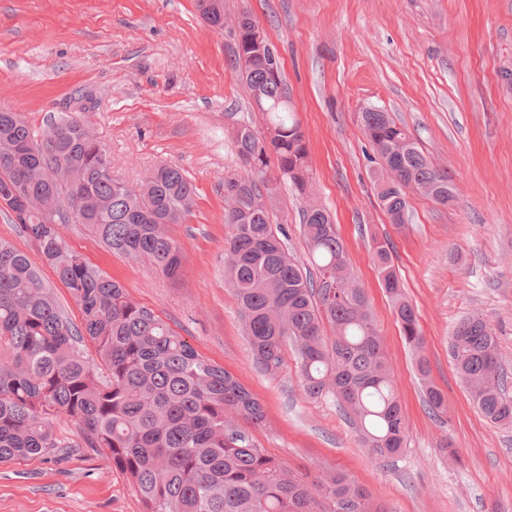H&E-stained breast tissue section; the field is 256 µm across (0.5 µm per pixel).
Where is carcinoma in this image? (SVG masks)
Listing matches in <instances>:
<instances>
[{
	"label": "carcinoma",
	"mask_w": 512,
	"mask_h": 512,
	"mask_svg": "<svg viewBox=\"0 0 512 512\" xmlns=\"http://www.w3.org/2000/svg\"><path fill=\"white\" fill-rule=\"evenodd\" d=\"M238 18L234 63L266 127L232 131L247 174L224 176V223L231 228L225 283L255 367L277 376L283 346L292 342L305 395L334 396L359 421L362 445L383 461L407 440L385 346L329 213L316 204L302 210L314 278L289 253L282 226L271 223L274 193L262 192L255 177L274 172L311 196L309 147L283 68L273 74L268 55L249 42L256 24L250 12ZM360 123L381 161L375 194L391 223H405L410 192L441 206L455 200L448 174L428 162L390 113L367 109ZM106 158L84 121L62 116L39 137L18 113L0 109V208L13 214L81 312L78 329L29 255L0 240V463L61 447L50 417L62 414L81 428L86 447L123 471L144 512H385L343 473L329 470L309 482L260 448L251 433L265 420L260 401L72 250L49 223L66 206L113 251L144 257L171 280L180 276L182 253L164 226L190 211V178L161 165L134 189L112 178ZM373 261L427 406L440 417L447 401L431 381L418 312L388 245L374 247ZM86 339L92 361L78 349ZM448 352L480 413L512 424L507 376L488 319H461Z\"/></svg>",
	"instance_id": "obj_1"
}]
</instances>
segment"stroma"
I'll return each instance as SVG.
<instances>
[{
  "label": "stroma",
  "instance_id": "obj_1",
  "mask_svg": "<svg viewBox=\"0 0 512 512\" xmlns=\"http://www.w3.org/2000/svg\"><path fill=\"white\" fill-rule=\"evenodd\" d=\"M245 9L278 50L313 198L368 295L406 418L404 450L372 459L334 398L303 394L292 347L277 377L252 362L224 282V176L241 169L232 128L263 119L233 63V31L205 23L195 0H0V108L38 133L62 114L82 117L114 177L134 185L173 164L196 188L190 214L168 227L183 255L178 280L110 251L84 225H59L60 235L261 401L266 419L253 437L288 468L312 479L342 470L388 512H512V425L477 410L448 355L455 325L479 313L512 373V0H224L226 15ZM369 106L390 112L448 172L453 205L412 193L407 223H391L358 117ZM305 205L280 184L272 221L303 262ZM378 240L418 310L447 415L426 406L373 264ZM53 425L60 448L0 463V512H143L75 423Z\"/></svg>",
  "mask_w": 512,
  "mask_h": 512
}]
</instances>
